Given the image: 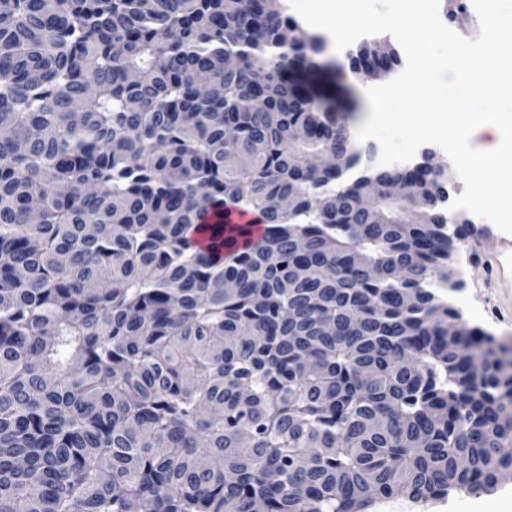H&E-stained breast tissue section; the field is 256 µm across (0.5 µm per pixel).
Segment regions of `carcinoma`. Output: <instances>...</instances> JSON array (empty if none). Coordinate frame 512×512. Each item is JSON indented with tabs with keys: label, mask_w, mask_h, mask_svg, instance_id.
Instances as JSON below:
<instances>
[{
	"label": "carcinoma",
	"mask_w": 512,
	"mask_h": 512,
	"mask_svg": "<svg viewBox=\"0 0 512 512\" xmlns=\"http://www.w3.org/2000/svg\"><path fill=\"white\" fill-rule=\"evenodd\" d=\"M323 51L279 0L0 12V512H366L512 471V358L429 288L471 225L423 163L347 177Z\"/></svg>",
	"instance_id": "obj_1"
}]
</instances>
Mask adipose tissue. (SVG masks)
Wrapping results in <instances>:
<instances>
[{
	"instance_id": "1",
	"label": "adipose tissue",
	"mask_w": 512,
	"mask_h": 512,
	"mask_svg": "<svg viewBox=\"0 0 512 512\" xmlns=\"http://www.w3.org/2000/svg\"><path fill=\"white\" fill-rule=\"evenodd\" d=\"M349 0H321L317 13L304 16V25L319 32L331 45H344L352 41L356 28L343 25L341 16L348 8ZM487 41L482 57L453 52L454 73L465 93L487 100L490 110H497L501 100L512 103V17L498 14L486 20ZM495 76V86H488V76ZM457 128L478 141L480 150L474 157V169L485 175L500 167L501 156L512 132L507 131L501 118H489L477 122L464 113L454 116Z\"/></svg>"
}]
</instances>
